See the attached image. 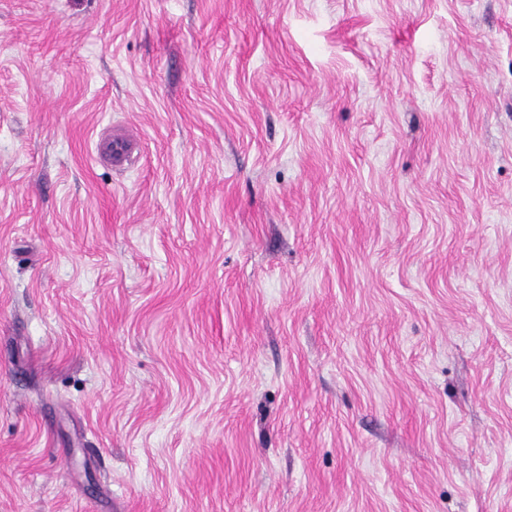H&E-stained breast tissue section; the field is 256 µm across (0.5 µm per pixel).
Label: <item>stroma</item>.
Returning <instances> with one entry per match:
<instances>
[{"instance_id": "stroma-1", "label": "stroma", "mask_w": 512, "mask_h": 512, "mask_svg": "<svg viewBox=\"0 0 512 512\" xmlns=\"http://www.w3.org/2000/svg\"><path fill=\"white\" fill-rule=\"evenodd\" d=\"M0 512H512V0H0ZM138 138V131L132 127L116 133L111 131L99 136L96 150L114 166L123 167L133 162Z\"/></svg>"}]
</instances>
